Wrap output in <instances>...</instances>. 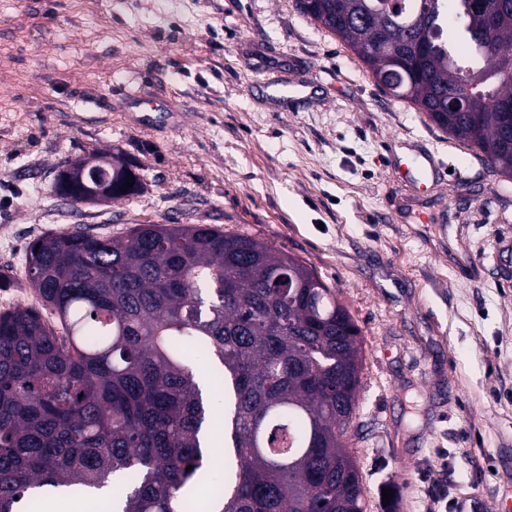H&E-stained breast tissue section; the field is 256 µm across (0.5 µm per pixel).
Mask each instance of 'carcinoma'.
<instances>
[{
	"mask_svg": "<svg viewBox=\"0 0 512 512\" xmlns=\"http://www.w3.org/2000/svg\"><path fill=\"white\" fill-rule=\"evenodd\" d=\"M298 7L390 94L512 177V0ZM78 164L54 183L72 203ZM126 170L87 178L128 199L141 179L121 190ZM27 264L64 334L32 308L0 313V512L72 486L96 497L117 475L127 488L112 512H186L218 445L202 368L224 385L229 460L207 512H365L347 447L359 329L298 259L209 224H140L112 238L46 235Z\"/></svg>",
	"mask_w": 512,
	"mask_h": 512,
	"instance_id": "obj_1",
	"label": "carcinoma"
}]
</instances>
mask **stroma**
Returning <instances> with one entry per match:
<instances>
[{
  "mask_svg": "<svg viewBox=\"0 0 512 512\" xmlns=\"http://www.w3.org/2000/svg\"><path fill=\"white\" fill-rule=\"evenodd\" d=\"M92 153L140 193L56 196ZM2 224L0 312L50 323L26 267L48 234L211 224L294 255L360 330L366 512H431L441 487L447 512L512 505V177L296 0H0ZM80 160L69 162L59 171L54 183V193L72 203H83L96 201L81 197L80 184L77 179V167Z\"/></svg>",
  "mask_w": 512,
  "mask_h": 512,
  "instance_id": "1",
  "label": "stroma"
}]
</instances>
